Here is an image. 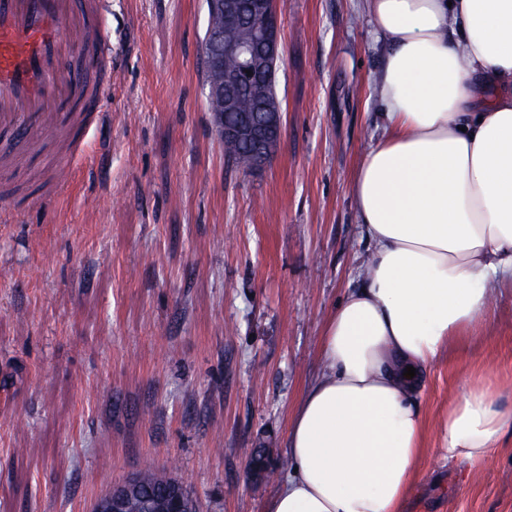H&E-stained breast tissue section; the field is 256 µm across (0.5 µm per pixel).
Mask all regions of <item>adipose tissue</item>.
<instances>
[{
  "label": "adipose tissue",
  "mask_w": 512,
  "mask_h": 512,
  "mask_svg": "<svg viewBox=\"0 0 512 512\" xmlns=\"http://www.w3.org/2000/svg\"><path fill=\"white\" fill-rule=\"evenodd\" d=\"M363 8L384 50L381 133L350 184L370 256L324 323L292 469L264 512H403L427 451L424 375L512 288V0ZM506 424L470 379L439 414L437 451L482 462Z\"/></svg>",
  "instance_id": "adipose-tissue-1"
}]
</instances>
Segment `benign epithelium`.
I'll list each match as a JSON object with an SVG mask.
<instances>
[{
    "mask_svg": "<svg viewBox=\"0 0 512 512\" xmlns=\"http://www.w3.org/2000/svg\"><path fill=\"white\" fill-rule=\"evenodd\" d=\"M224 11L226 25L236 28L243 17H248V35L238 40H226L218 30L209 32L204 48L209 64L220 69L224 53L239 60V67L220 75L210 93L224 100L225 110L233 111L236 94L247 93L259 103V110L241 115L232 122L219 114L215 118L216 131L224 140L243 141L253 149L257 167H263L281 142L286 113L281 106L270 107L264 102L261 77L282 60L283 44L278 15V0H218ZM252 74H247V71ZM141 484L140 475L129 477L98 501L97 512H124L126 496Z\"/></svg>",
    "mask_w": 512,
    "mask_h": 512,
    "instance_id": "1",
    "label": "benign epithelium"
}]
</instances>
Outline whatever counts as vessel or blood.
<instances>
[{"instance_id":"obj_1","label":"vessel or blood","mask_w":512,"mask_h":512,"mask_svg":"<svg viewBox=\"0 0 512 512\" xmlns=\"http://www.w3.org/2000/svg\"><path fill=\"white\" fill-rule=\"evenodd\" d=\"M102 0H0V132L35 148L71 129L112 101V77L91 80L67 70L70 43L105 58L112 45L93 24Z\"/></svg>"}]
</instances>
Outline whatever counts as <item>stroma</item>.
Here are the masks:
<instances>
[{"instance_id": "obj_1", "label": "stroma", "mask_w": 512, "mask_h": 512, "mask_svg": "<svg viewBox=\"0 0 512 512\" xmlns=\"http://www.w3.org/2000/svg\"><path fill=\"white\" fill-rule=\"evenodd\" d=\"M287 124L271 160L224 159L203 72L206 0H108L112 108L53 193L43 156L0 172V512H93L147 467L201 512H263L326 316L369 256L350 192L377 134L382 53L360 0H280ZM110 196L111 207L99 200ZM509 420L472 465L428 449L405 512H512V295L433 365L435 417L465 376Z\"/></svg>"}]
</instances>
